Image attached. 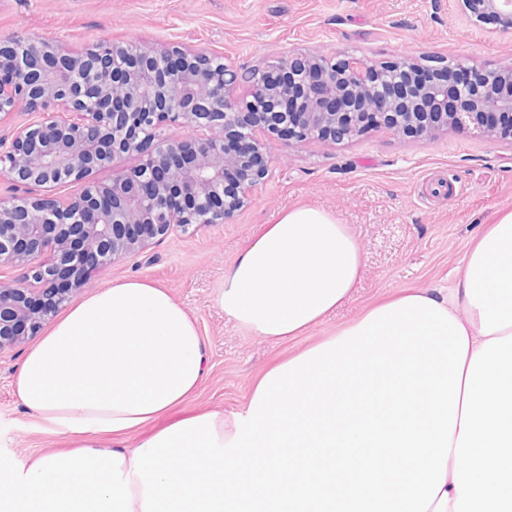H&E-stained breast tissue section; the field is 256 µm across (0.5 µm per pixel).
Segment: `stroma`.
Returning <instances> with one entry per match:
<instances>
[{
  "mask_svg": "<svg viewBox=\"0 0 512 512\" xmlns=\"http://www.w3.org/2000/svg\"><path fill=\"white\" fill-rule=\"evenodd\" d=\"M60 40L74 50L102 41L182 45L222 55L240 73L289 51L318 49L383 62L512 59V26L477 22L458 0H0V39ZM269 176L224 224L190 226L94 273L87 293L132 277L165 288L196 320L207 348L196 407L226 411L270 363L299 352L403 286L445 288L469 243L512 209V142L467 131L429 142L376 131L351 142L268 145ZM325 209L364 254L347 304L295 341L274 344L225 318L215 296L258 226L298 206ZM27 346L0 355V457L58 448L18 404L12 381Z\"/></svg>",
  "mask_w": 512,
  "mask_h": 512,
  "instance_id": "stroma-1",
  "label": "stroma"
}]
</instances>
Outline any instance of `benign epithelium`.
Here are the masks:
<instances>
[{
	"instance_id": "obj_1",
	"label": "benign epithelium",
	"mask_w": 512,
	"mask_h": 512,
	"mask_svg": "<svg viewBox=\"0 0 512 512\" xmlns=\"http://www.w3.org/2000/svg\"><path fill=\"white\" fill-rule=\"evenodd\" d=\"M480 22L512 23V0H459ZM27 51L25 64L16 47ZM476 71L465 86L421 81L413 57L375 63L354 54L289 53L238 74L224 58L173 45L99 42L74 52L61 41L0 40V116L23 106L41 114L10 142L0 138V173L21 186L84 183L63 201L0 197V265L25 269L0 284V354L25 343L82 292L91 273L150 248L174 228L223 224L267 173L264 131L296 144L336 142L385 129L431 141L467 129L512 138V62L477 68L459 61L436 70ZM285 76L275 84L272 73ZM190 130L168 136L165 128ZM234 139L247 146L225 149ZM121 154L139 163L109 184L87 180ZM239 174L224 194L226 174Z\"/></svg>"
}]
</instances>
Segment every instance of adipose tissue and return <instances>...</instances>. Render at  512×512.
Instances as JSON below:
<instances>
[{
	"label": "adipose tissue",
	"mask_w": 512,
	"mask_h": 512,
	"mask_svg": "<svg viewBox=\"0 0 512 512\" xmlns=\"http://www.w3.org/2000/svg\"><path fill=\"white\" fill-rule=\"evenodd\" d=\"M358 240L301 206L224 275L226 319L273 343L351 298ZM196 320L142 279L74 302L14 395L65 447L0 461V512H512V210L445 288L405 286L253 380L227 412Z\"/></svg>",
	"instance_id": "1"
}]
</instances>
